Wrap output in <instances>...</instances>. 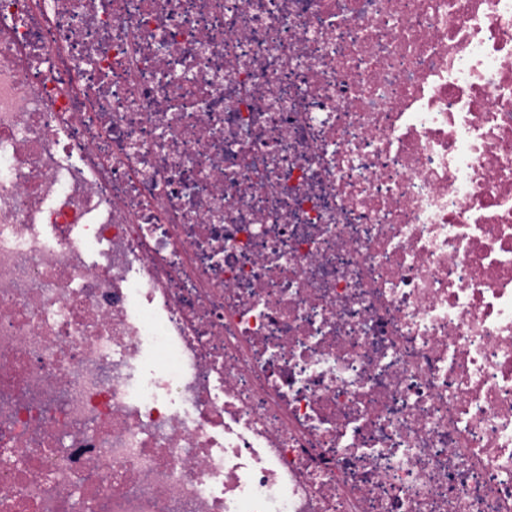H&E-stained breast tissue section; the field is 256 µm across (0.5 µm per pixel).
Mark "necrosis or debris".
<instances>
[{
	"instance_id": "necrosis-or-debris-1",
	"label": "necrosis or debris",
	"mask_w": 512,
	"mask_h": 512,
	"mask_svg": "<svg viewBox=\"0 0 512 512\" xmlns=\"http://www.w3.org/2000/svg\"><path fill=\"white\" fill-rule=\"evenodd\" d=\"M512 512V0H0V512Z\"/></svg>"
}]
</instances>
